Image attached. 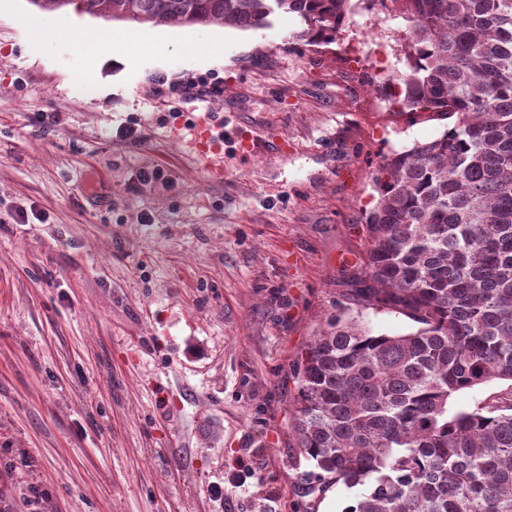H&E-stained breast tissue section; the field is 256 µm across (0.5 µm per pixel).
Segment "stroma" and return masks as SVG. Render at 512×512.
Here are the masks:
<instances>
[{
	"mask_svg": "<svg viewBox=\"0 0 512 512\" xmlns=\"http://www.w3.org/2000/svg\"><path fill=\"white\" fill-rule=\"evenodd\" d=\"M63 15L82 40L35 37ZM63 15L0 0V502L342 512L357 489L301 492L288 374L361 285L376 167L442 121L378 107L399 52L350 69L293 41L290 14L257 30ZM140 30L164 48L99 53ZM211 77L221 94L166 88ZM200 120L224 124L208 167Z\"/></svg>",
	"mask_w": 512,
	"mask_h": 512,
	"instance_id": "1",
	"label": "stroma"
}]
</instances>
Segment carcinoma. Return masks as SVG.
Returning <instances> with one entry per match:
<instances>
[{
  "label": "carcinoma",
  "instance_id": "carcinoma-1",
  "mask_svg": "<svg viewBox=\"0 0 512 512\" xmlns=\"http://www.w3.org/2000/svg\"><path fill=\"white\" fill-rule=\"evenodd\" d=\"M404 22L401 113L445 122L383 157L357 304L418 327L374 334L343 311L292 365L307 495L364 486L343 512H512V0H377ZM106 21L256 29L292 13L306 46L343 40L353 0H32ZM510 391V382L494 381L481 387L457 393L451 400V411L470 410L477 405L492 402L506 396Z\"/></svg>",
  "mask_w": 512,
  "mask_h": 512
}]
</instances>
